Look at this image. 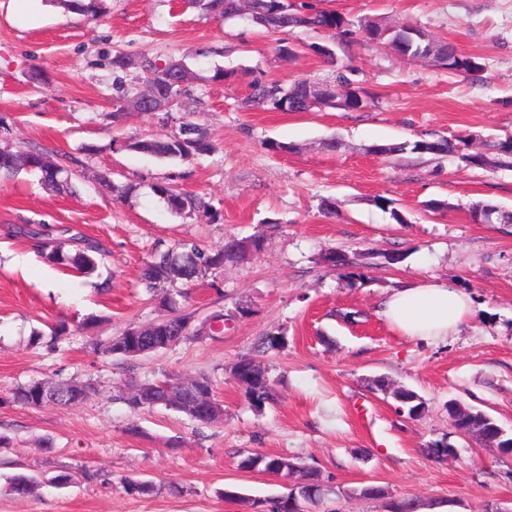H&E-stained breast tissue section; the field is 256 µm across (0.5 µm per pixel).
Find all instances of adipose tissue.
<instances>
[{
  "instance_id": "obj_1",
  "label": "adipose tissue",
  "mask_w": 512,
  "mask_h": 512,
  "mask_svg": "<svg viewBox=\"0 0 512 512\" xmlns=\"http://www.w3.org/2000/svg\"><path fill=\"white\" fill-rule=\"evenodd\" d=\"M469 311L468 299L451 284L422 280L389 295L381 314L392 330L426 341L447 336Z\"/></svg>"
}]
</instances>
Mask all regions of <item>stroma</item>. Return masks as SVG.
<instances>
[{"label":"stroma","instance_id":"35a3bbf8","mask_svg":"<svg viewBox=\"0 0 512 512\" xmlns=\"http://www.w3.org/2000/svg\"><path fill=\"white\" fill-rule=\"evenodd\" d=\"M304 2L423 28L479 57L482 77L358 40L336 54L349 80L375 98L364 111L246 109L255 80L334 81L315 51L328 36L295 31L288 40L296 57L284 62L278 35L181 0H103L95 20L59 0L32 9L0 0V147L80 161L69 192H55L37 172L0 176V512H245L225 488L256 499L288 491L275 475L240 468L247 452L319 472L327 494L303 503L304 512H384L387 500L404 497L446 512L512 505V454L458 434L447 407L458 400L512 431V224L471 212L477 201L512 209V171L475 168L457 154L437 162L374 151L436 136L469 137L480 151L489 135H512V0ZM118 52L185 61L197 74L194 100L113 118ZM34 68L41 82L30 81ZM185 121L209 131L213 153L161 162L127 147L172 135ZM273 141L280 150H269ZM99 172L134 192L112 196L95 182ZM159 182L203 198L209 212L172 214L153 192ZM381 198L403 222L378 207ZM431 199L448 209L426 212ZM29 224L53 238L79 232L99 241L104 267L84 276L48 263L18 233ZM230 236L264 237V248L178 285L198 336L135 358L92 350V342L166 317L138 279L157 241L215 247ZM332 249L348 254L355 275L323 261ZM391 253L402 261L387 263ZM417 277L448 282L469 299L471 314L448 337L400 336L380 316L382 298ZM242 306L248 315H239ZM340 309L362 311V323L339 319ZM61 323L69 333L49 348L50 329ZM263 336L278 348L259 352ZM242 357L260 362L273 383L275 397L262 408L229 375ZM165 374L209 377L223 422L203 425L162 407L134 411L112 398ZM376 377L416 391L426 413H399L397 401L373 389ZM37 380L90 381L97 391L73 407L8 403L15 386ZM438 441L453 455H428ZM81 466L106 482L52 485ZM18 473L40 480L34 495L9 494L7 480ZM132 479L152 481L156 493L129 495ZM369 484L385 498L361 497Z\"/></svg>","mask_w":512,"mask_h":512}]
</instances>
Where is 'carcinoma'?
Returning <instances> with one entry per match:
<instances>
[{
    "mask_svg": "<svg viewBox=\"0 0 512 512\" xmlns=\"http://www.w3.org/2000/svg\"><path fill=\"white\" fill-rule=\"evenodd\" d=\"M69 8L82 12L96 19L101 14L100 0H63ZM184 7L202 10L210 15L224 20L241 15L240 0H183ZM250 21L271 33H292L296 29H308L322 32L336 39V44L342 47L350 45L361 35L367 41L381 45L392 51L400 58L422 59L430 58L436 66L451 72L464 74L472 79L481 77L483 65L476 58L465 55L450 44L434 39L427 31L417 26L395 25L383 18H360L352 20L332 10H312L308 5H296L288 0H249ZM129 54L117 52L112 56V70L115 74H125L133 70L141 75L147 92L134 93L127 91L122 85H117L118 95L115 100L114 115L134 110L142 111V105L152 99H164L171 94L178 98L192 97L191 83L194 71L181 59H169L166 64L175 69L177 83H171L163 77L159 70L158 60L146 53L135 55L139 65L129 68L125 59ZM336 81L346 89L344 96L346 112H358L367 107L364 99L369 94L361 87L353 85L343 74L338 73ZM310 81L296 78L288 85L266 84L259 81L251 85L252 92L244 100V106L255 108L270 105L284 112H307V88ZM493 155L485 153L464 154L462 158L473 167L485 168L486 159L493 160V168L512 170V136L503 139L492 138ZM467 144L464 137L452 142L443 137L433 140L429 147L421 140L413 145L391 144L388 154L397 155L412 147V151L430 154L437 157L456 153L460 145ZM129 149L158 160H186L201 155H208L215 149L209 133L194 122H184L177 133L165 139H140L129 144ZM77 160L64 156L59 162L49 165L43 154L35 149H17L0 147V174L7 177L15 176L22 171L39 170L42 172L44 183L56 189L66 190L70 187L73 165ZM153 191L161 197L172 213L182 216L191 215L208 209L207 203L195 196L175 189L161 182L153 186ZM482 214L489 213L496 222L512 224V210H506L496 205L484 204L479 208ZM18 233L39 240V250L44 259L53 264L61 265L83 275L94 273L98 267V258L104 255L103 247L96 241L76 234L61 240L57 238H42L39 228L24 227ZM243 241L226 239L224 245L217 249H208L193 239L180 240L173 245L158 243L148 261L139 271V280L146 288L156 293L165 303L169 317L163 321L143 326L146 336H179L181 341H187L195 336L196 328L188 325L191 314L187 313L180 303L170 293V288L177 283H188L203 277L212 269H217L227 263H237L246 256ZM255 360L243 357L233 363L229 373L232 378L246 383L244 394L254 406H260L271 400L272 383L269 376H253ZM39 382L19 385L12 390L6 401L20 405L38 408L37 400ZM476 416L483 419V428L489 434L500 437L503 444L512 443L509 435L498 423L484 412L475 411ZM293 460L282 456H266L250 453L240 461L243 469H261L269 473H278L283 479L290 475V465ZM309 483L303 487H292L285 495L262 500L266 512H290V502L303 499L313 502L324 495V485L313 470H308ZM7 488L14 495L24 497L33 490V483L27 474H16L7 483Z\"/></svg>",
    "mask_w": 512,
    "mask_h": 512,
    "instance_id": "carcinoma-1",
    "label": "carcinoma"
}]
</instances>
